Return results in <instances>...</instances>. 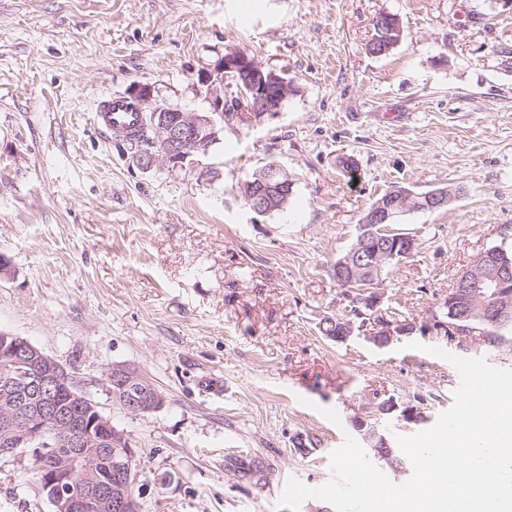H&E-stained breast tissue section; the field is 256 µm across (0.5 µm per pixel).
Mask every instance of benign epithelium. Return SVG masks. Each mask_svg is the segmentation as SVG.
I'll list each match as a JSON object with an SVG mask.
<instances>
[{
  "mask_svg": "<svg viewBox=\"0 0 512 512\" xmlns=\"http://www.w3.org/2000/svg\"><path fill=\"white\" fill-rule=\"evenodd\" d=\"M381 50L386 53L401 39L399 21H379ZM201 80L211 86L212 112L199 114L158 103L154 89L149 84H138L129 90L140 110L146 114L152 132L153 151L149 158H136L143 168L160 162L172 170L183 169L194 163L195 157L208 151L220 140L224 125V88L241 81L249 96L240 97L241 111L255 116L275 115L281 111L288 93V80L274 70L258 64L244 53L225 56L211 69L202 72ZM291 184L288 174L278 166L261 180L244 188V198L261 211L271 197L282 193ZM454 190L438 188L427 195L426 206L433 210L448 205ZM420 202L411 191L396 187L364 216L366 230L382 226L400 213ZM417 239L411 235L398 236L385 244L386 256L409 257L415 251ZM459 287L448 292L445 303L451 309L462 308L466 314L505 324L512 320V265L485 255L482 264L464 268L457 276ZM459 317L449 314V320L433 318V322L420 327V331H436L450 338L465 335L458 324ZM336 341L345 342L355 329L366 323L354 320L336 322ZM66 386L76 402L66 406L58 401L57 391ZM107 386L132 413L149 412L163 403L162 395L153 388H142L138 372L115 366L107 374ZM108 432L103 437L95 425ZM48 439L47 448L64 449L67 456L59 463L44 466L45 477L41 491L56 512H135L138 505L124 496L112 494V481L132 474L131 467L123 462L114 464V476L103 480L98 475V458L112 456V446L127 448L125 435L113 428L111 421L97 411V404L80 385L76 376L67 372L54 358L31 344L27 339L0 332V457L12 456L17 450L33 442Z\"/></svg>",
  "mask_w": 512,
  "mask_h": 512,
  "instance_id": "obj_1",
  "label": "benign epithelium"
}]
</instances>
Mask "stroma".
I'll list each match as a JSON object with an SVG mask.
<instances>
[{"instance_id":"stroma-1","label":"stroma","mask_w":512,"mask_h":512,"mask_svg":"<svg viewBox=\"0 0 512 512\" xmlns=\"http://www.w3.org/2000/svg\"><path fill=\"white\" fill-rule=\"evenodd\" d=\"M383 12L402 35L375 56ZM236 52L292 91L276 116L225 123L194 165L142 169L95 128L97 104L140 83L210 112L201 74ZM269 162L292 193L257 215L242 187ZM445 186L447 208L398 223L419 248L380 286L390 326L429 322L479 253L512 249V0H0V330L77 372L135 452L141 512H278L289 478L330 479L380 397L433 426L458 373L429 347L512 369V342L478 334L318 332L352 305L331 266L365 209ZM116 365L162 406L113 399ZM27 462L0 458V512H53Z\"/></svg>"}]
</instances>
